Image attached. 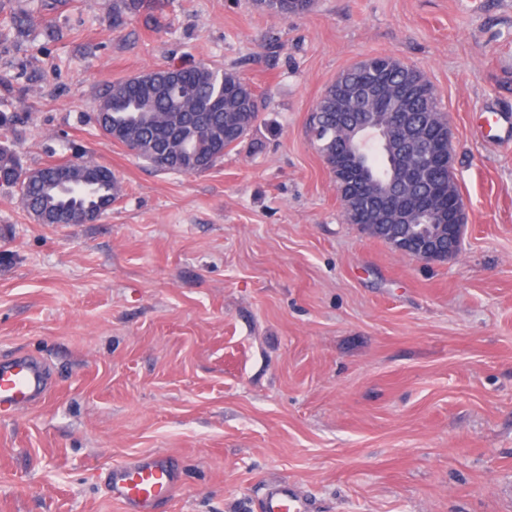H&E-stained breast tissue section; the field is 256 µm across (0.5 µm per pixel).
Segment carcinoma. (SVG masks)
Segmentation results:
<instances>
[{"label":"carcinoma","instance_id":"1","mask_svg":"<svg viewBox=\"0 0 512 512\" xmlns=\"http://www.w3.org/2000/svg\"><path fill=\"white\" fill-rule=\"evenodd\" d=\"M314 0H254L266 14L288 20L309 12ZM147 0H112V26ZM261 96L238 72L204 62L168 66L112 83L101 96L97 120L105 135L125 146L159 172L192 175L210 170L238 146L258 121ZM394 112L407 127L419 123L428 144L418 157L422 176L410 185L391 171L384 140L366 141L361 161L370 174L386 181L398 205H409L420 224H439L460 193L448 192V166L438 157L448 116L439 107L423 72L387 55L341 72L310 117V130L328 166L349 152L345 126L362 115ZM23 164L17 152L0 145V187L16 194L33 217L77 216L112 203L122 188L109 168L79 156L31 170L19 180Z\"/></svg>","mask_w":512,"mask_h":512}]
</instances>
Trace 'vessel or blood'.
<instances>
[{
  "label": "vessel or blood",
  "instance_id": "1",
  "mask_svg": "<svg viewBox=\"0 0 512 512\" xmlns=\"http://www.w3.org/2000/svg\"><path fill=\"white\" fill-rule=\"evenodd\" d=\"M49 387L42 363L17 356L0 364V415L12 414L40 401ZM178 477L168 458L154 456L113 466L107 491L124 512H155L176 489ZM262 512H307L306 503L285 485L271 489L261 501Z\"/></svg>",
  "mask_w": 512,
  "mask_h": 512
}]
</instances>
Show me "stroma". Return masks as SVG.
Listing matches in <instances>:
<instances>
[{
    "instance_id": "35a3bbf8",
    "label": "stroma",
    "mask_w": 512,
    "mask_h": 512,
    "mask_svg": "<svg viewBox=\"0 0 512 512\" xmlns=\"http://www.w3.org/2000/svg\"><path fill=\"white\" fill-rule=\"evenodd\" d=\"M375 54L420 69L452 131L468 223L427 263L348 223L310 115ZM206 61L267 104L200 175L162 173L94 116L113 82ZM0 145L26 167L82 151L122 187L89 224L0 193V362L42 401L0 418V512H121L109 468L164 455L156 512H512V0H0ZM313 3L314 0H254L259 11L283 20L309 12ZM49 387L42 363L29 356H16L0 365V415L12 414L40 401ZM262 512H308L306 503L288 485L271 489L261 501Z\"/></svg>"
}]
</instances>
